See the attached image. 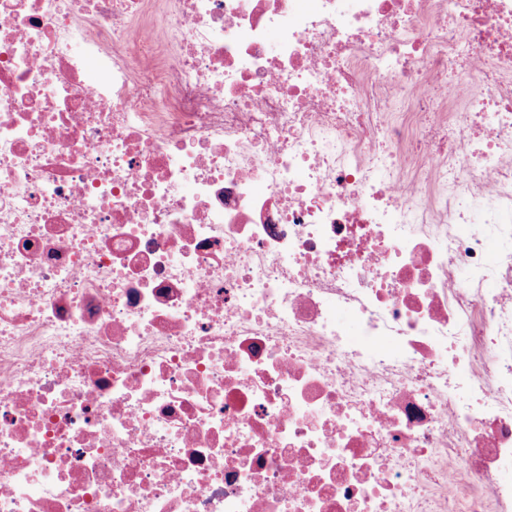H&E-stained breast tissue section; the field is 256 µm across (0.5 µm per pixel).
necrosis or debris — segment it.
<instances>
[{
  "label": "necrosis or debris",
  "instance_id": "necrosis-or-debris-1",
  "mask_svg": "<svg viewBox=\"0 0 512 512\" xmlns=\"http://www.w3.org/2000/svg\"><path fill=\"white\" fill-rule=\"evenodd\" d=\"M0 512H512V0H0Z\"/></svg>",
  "mask_w": 512,
  "mask_h": 512
}]
</instances>
